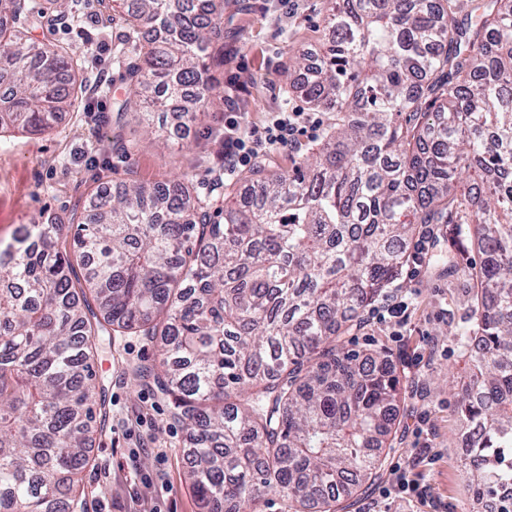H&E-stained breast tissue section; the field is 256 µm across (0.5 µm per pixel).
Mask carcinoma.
I'll list each match as a JSON object with an SVG mask.
<instances>
[{"label": "carcinoma", "mask_w": 512, "mask_h": 512, "mask_svg": "<svg viewBox=\"0 0 512 512\" xmlns=\"http://www.w3.org/2000/svg\"><path fill=\"white\" fill-rule=\"evenodd\" d=\"M188 2L112 15L135 53L113 109L125 153L129 113L159 136L168 100L186 125L210 104L229 0ZM27 21L31 0H0V133L52 129L83 82L74 51L31 45ZM325 23L335 37L297 92L336 119L288 173L253 168L254 194L223 188L216 221L191 182L131 178L90 195L72 241L27 224L0 245V512L79 507L101 332L160 348L133 373L193 435L201 512H262L269 494L343 512L393 448L404 398L388 352L345 336L425 224L452 226L434 267L471 285L451 332L469 372L463 468L478 496L512 482V0H333Z\"/></svg>", "instance_id": "cac0c4a2"}]
</instances>
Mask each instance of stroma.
I'll return each mask as SVG.
<instances>
[{
    "label": "stroma",
    "mask_w": 512,
    "mask_h": 512,
    "mask_svg": "<svg viewBox=\"0 0 512 512\" xmlns=\"http://www.w3.org/2000/svg\"><path fill=\"white\" fill-rule=\"evenodd\" d=\"M42 24L29 27L34 45L72 48L82 67L83 85L76 110L65 113L43 134L15 132L0 138V241H10L24 224L69 222L76 208L99 184L134 177L145 183L190 180L212 210L223 207L211 180L223 150L224 108L229 72L216 68L211 103L180 135L165 139L146 134L128 120L127 139L138 142L131 155L105 138L115 101L123 99L120 49L109 22L89 17L98 0H34ZM237 14L225 16L224 48L236 66L256 72L257 84L240 104L250 124L265 125L270 113L308 111L292 84V59L315 56L329 38L324 24L327 0H301L297 14L286 15L280 0H238ZM105 61L102 73L92 57ZM407 306L398 323L380 319L374 307L364 312L365 325L348 347L365 352L386 347L406 395L400 440L386 459L382 475L354 498L349 512H417L397 499L380 500L378 491L394 468L416 463L425 483L447 512H480L478 499L462 467L463 430L455 412L456 393L468 376L452 331L468 314L465 280L435 273L432 263L420 269L405 265L390 288ZM157 348L138 336H103L93 360L98 385L106 390L105 419L92 421L90 462L83 474L78 512H134L136 500H153L161 512H200L186 482L187 431L172 417L168 397L155 387L137 385L131 370L153 363ZM430 447L432 460L416 462L417 448Z\"/></svg>",
    "instance_id": "obj_1"
}]
</instances>
